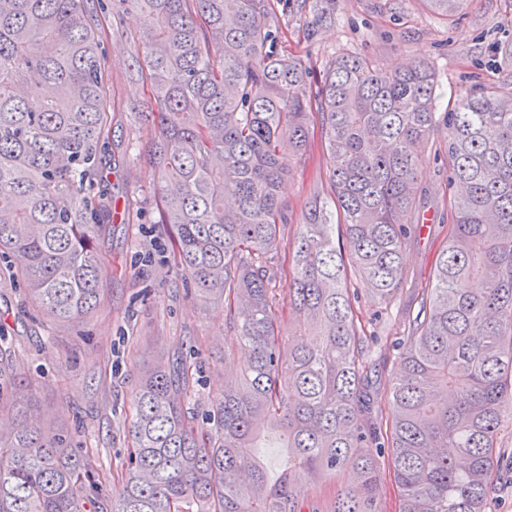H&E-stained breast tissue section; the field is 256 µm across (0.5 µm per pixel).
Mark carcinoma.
Returning a JSON list of instances; mask_svg holds the SVG:
<instances>
[{
    "instance_id": "1",
    "label": "carcinoma",
    "mask_w": 512,
    "mask_h": 512,
    "mask_svg": "<svg viewBox=\"0 0 512 512\" xmlns=\"http://www.w3.org/2000/svg\"><path fill=\"white\" fill-rule=\"evenodd\" d=\"M84 0H0V257L29 301L60 323L100 303L96 241L111 230L114 100ZM448 17L470 0H425ZM273 0H116L150 18L132 61L155 130L160 223L174 230L187 293L222 308L249 346L195 423L181 399L189 367L147 372L135 395L134 466L112 512H385L381 461L397 512H485L512 419V90L488 84L446 113L448 236L420 310L396 343L400 370L377 413L365 381L378 342L356 316L348 273L387 305L403 280L417 172L436 127L424 61L382 72L337 57L313 91L301 61L277 51ZM321 124L331 199L313 196L278 268L289 217L280 185ZM299 329L283 336V316ZM14 354L0 345V512H81L84 464L68 430L32 401L6 399ZM283 439L269 478L256 449ZM344 478L331 507L306 491L320 470Z\"/></svg>"
}]
</instances>
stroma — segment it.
Masks as SVG:
<instances>
[{
  "instance_id": "stroma-1",
  "label": "stroma",
  "mask_w": 512,
  "mask_h": 512,
  "mask_svg": "<svg viewBox=\"0 0 512 512\" xmlns=\"http://www.w3.org/2000/svg\"><path fill=\"white\" fill-rule=\"evenodd\" d=\"M269 25L280 53L300 59L315 81L346 53L388 72L414 59L428 62L440 115L479 85L512 86V62L501 58L502 48L512 44L507 0H471L450 19L430 10L426 0H276ZM145 26L143 15L119 13L101 31L105 78L121 107L110 139L112 230L97 243L100 306L62 325L34 310L18 281L0 277V340L15 355L22 395H36L41 417L62 422L72 434L85 480L98 491L86 512H110L112 494L128 471L134 398L144 370L181 357L195 378L186 409L201 415L211 407L225 362L238 365L247 355L228 337L220 308L187 296L174 268L171 228L159 221L158 174L143 158L155 132L137 121L148 101L131 70L141 52L135 36ZM445 135L442 126L433 133L418 173L416 211L423 228L406 250L395 302L383 309L365 284L350 282L366 333L396 335L417 311V292L432 279L448 232ZM316 194L328 197L330 188L327 155L315 131L280 191L292 217L280 260H288L287 245ZM497 444L502 454L486 512H512L511 420L500 424Z\"/></svg>"
}]
</instances>
